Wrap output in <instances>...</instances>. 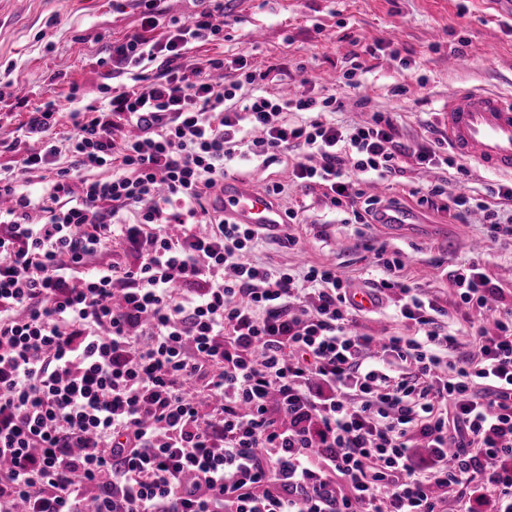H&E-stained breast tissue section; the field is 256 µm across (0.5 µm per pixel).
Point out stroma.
Listing matches in <instances>:
<instances>
[{"label": "stroma", "instance_id": "stroma-1", "mask_svg": "<svg viewBox=\"0 0 512 512\" xmlns=\"http://www.w3.org/2000/svg\"><path fill=\"white\" fill-rule=\"evenodd\" d=\"M141 11L140 0H0V140L12 141L31 111L63 100L71 87L87 105L129 83L112 69V46L138 29ZM224 22L223 40L195 47L196 59L244 58L279 88L309 79L315 97L340 98L336 122L380 112L408 145L442 139L441 114L454 88L512 94V20L495 0H224ZM452 56L459 61L453 68ZM355 58L366 66L359 89L339 87L337 75ZM401 87L407 95H398ZM291 163L282 155L242 174L259 189L284 184L282 207L298 210L296 223L265 232L261 261L292 269L330 263L365 291L370 255L362 243L387 245L400 251L424 297L447 310V325L463 331L476 312L458 306L446 273L476 247L486 248L487 274L512 293V239L485 241L478 216L462 224L410 195L432 182L484 198L500 174L470 162L461 171L406 163L404 176L381 183L379 196L418 208L421 223L358 225L329 211L320 192L291 185ZM289 233L297 246L285 244Z\"/></svg>", "mask_w": 512, "mask_h": 512}]
</instances>
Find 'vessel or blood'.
Listing matches in <instances>:
<instances>
[{"mask_svg": "<svg viewBox=\"0 0 512 512\" xmlns=\"http://www.w3.org/2000/svg\"><path fill=\"white\" fill-rule=\"evenodd\" d=\"M448 144L460 158L497 173H512V96L469 88L453 91L443 114ZM224 217L259 228L285 223L282 208L245 181L224 182Z\"/></svg>", "mask_w": 512, "mask_h": 512, "instance_id": "1", "label": "vessel or blood"}]
</instances>
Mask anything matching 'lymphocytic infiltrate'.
<instances>
[{"label":"lymphocytic infiltrate","instance_id":"f902f5d3","mask_svg":"<svg viewBox=\"0 0 512 512\" xmlns=\"http://www.w3.org/2000/svg\"><path fill=\"white\" fill-rule=\"evenodd\" d=\"M143 2L112 47L132 85L65 115L48 102L4 146L18 160L0 168V512H442L453 486L512 512V308L495 331L471 326L461 351L378 245L373 271L405 330L372 335L335 267L258 262L261 230L214 206L230 169L288 152L294 183L362 224L381 206L366 184L402 176L406 157H448L401 144L381 114L339 126L336 97L195 59L224 38L223 0L166 22ZM293 109L306 120L285 121ZM64 116L67 138L47 139ZM420 201L512 237V182L487 200L429 185ZM448 279L478 312L505 300L479 259Z\"/></svg>","mask_w":512,"mask_h":512}]
</instances>
